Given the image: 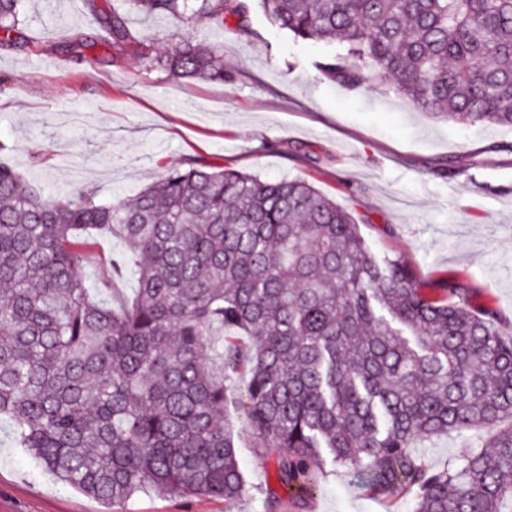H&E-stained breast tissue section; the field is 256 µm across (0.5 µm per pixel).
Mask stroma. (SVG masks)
Here are the masks:
<instances>
[{"mask_svg":"<svg viewBox=\"0 0 512 512\" xmlns=\"http://www.w3.org/2000/svg\"><path fill=\"white\" fill-rule=\"evenodd\" d=\"M223 27L148 16L109 0L158 44L193 36L218 47L223 80L188 82L116 52L85 0H25L23 37L0 49V162L47 198L90 194L117 204L193 159L265 178L297 177L347 208L378 256L403 259L425 285L454 280L493 309L512 339V128L461 125L378 85L323 78L322 43L275 26L261 0ZM76 33L95 45L74 57ZM475 435L417 443L435 470ZM238 460L250 491L234 512H411L413 493L375 497L341 466L314 469L311 489L279 480L248 433ZM0 512H225L220 499L146 488L114 509L46 473L0 421Z\"/></svg>","mask_w":512,"mask_h":512,"instance_id":"35a3bbf8","label":"stroma"}]
</instances>
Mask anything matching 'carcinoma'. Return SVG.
Instances as JSON below:
<instances>
[{
  "label": "carcinoma",
  "instance_id": "cac0c4a2",
  "mask_svg": "<svg viewBox=\"0 0 512 512\" xmlns=\"http://www.w3.org/2000/svg\"><path fill=\"white\" fill-rule=\"evenodd\" d=\"M148 15L224 26L247 0H131ZM297 39L343 49L317 63L376 81L452 122L512 126V0H262ZM112 48L174 78L224 80L189 37L160 50L88 0ZM23 0H0V45ZM127 249L134 298L106 306L82 269L83 233ZM398 258L378 257L352 214L299 178L192 160L116 205L46 199L0 164V419L58 480L121 505L150 486L224 500L246 483L224 394L277 471L311 484L327 454L374 496L416 490L412 512L512 507V341L490 308L451 302ZM489 430L432 471L417 439Z\"/></svg>",
  "mask_w": 512,
  "mask_h": 512
}]
</instances>
